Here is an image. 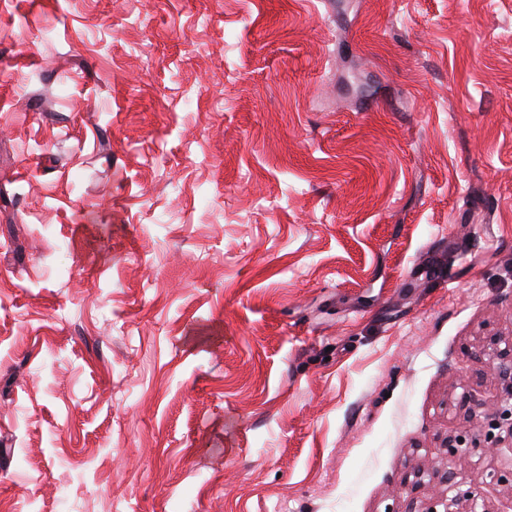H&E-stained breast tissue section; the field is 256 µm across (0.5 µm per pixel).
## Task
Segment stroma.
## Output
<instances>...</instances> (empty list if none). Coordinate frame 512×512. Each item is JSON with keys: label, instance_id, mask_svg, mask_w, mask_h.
Returning a JSON list of instances; mask_svg holds the SVG:
<instances>
[{"label": "stroma", "instance_id": "stroma-1", "mask_svg": "<svg viewBox=\"0 0 512 512\" xmlns=\"http://www.w3.org/2000/svg\"><path fill=\"white\" fill-rule=\"evenodd\" d=\"M496 332L512 0H0V512H424Z\"/></svg>", "mask_w": 512, "mask_h": 512}]
</instances>
